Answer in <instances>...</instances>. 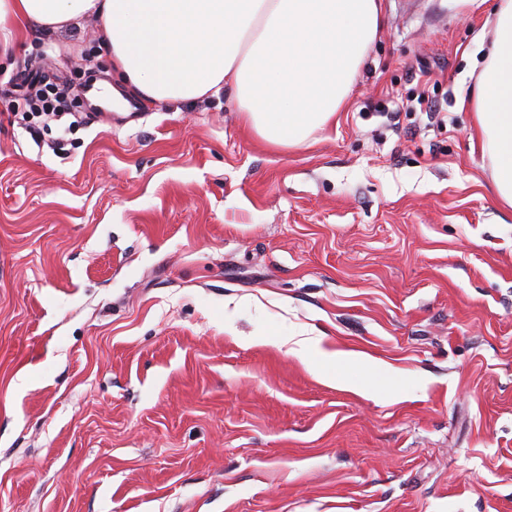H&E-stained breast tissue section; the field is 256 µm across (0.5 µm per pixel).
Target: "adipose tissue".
<instances>
[{
  "instance_id": "1",
  "label": "adipose tissue",
  "mask_w": 512,
  "mask_h": 512,
  "mask_svg": "<svg viewBox=\"0 0 512 512\" xmlns=\"http://www.w3.org/2000/svg\"><path fill=\"white\" fill-rule=\"evenodd\" d=\"M90 17L128 96L229 90L267 142L304 145L341 110L382 23L381 0H0V47ZM493 191L512 209V0H495L472 102Z\"/></svg>"
}]
</instances>
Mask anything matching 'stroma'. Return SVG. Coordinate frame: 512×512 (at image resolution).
I'll list each match as a JSON object with an SVG mask.
<instances>
[{
  "instance_id": "stroma-1",
  "label": "stroma",
  "mask_w": 512,
  "mask_h": 512,
  "mask_svg": "<svg viewBox=\"0 0 512 512\" xmlns=\"http://www.w3.org/2000/svg\"><path fill=\"white\" fill-rule=\"evenodd\" d=\"M382 9L299 148L224 96L34 137L0 93V512H512V211L461 103L487 13ZM21 39L0 83L92 112L94 21ZM319 335L363 355L338 383L281 346Z\"/></svg>"
}]
</instances>
